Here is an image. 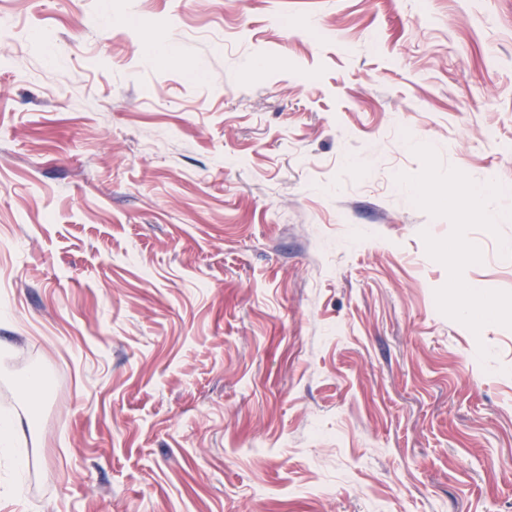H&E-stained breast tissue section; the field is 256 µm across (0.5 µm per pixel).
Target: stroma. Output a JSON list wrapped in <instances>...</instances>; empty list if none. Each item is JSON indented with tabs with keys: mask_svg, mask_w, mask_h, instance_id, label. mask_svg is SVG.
Returning <instances> with one entry per match:
<instances>
[{
	"mask_svg": "<svg viewBox=\"0 0 512 512\" xmlns=\"http://www.w3.org/2000/svg\"><path fill=\"white\" fill-rule=\"evenodd\" d=\"M0 14V512H512V329L439 312L394 180L429 144L512 208V0ZM19 422L12 418L0 419V452L9 456L14 453L18 444L17 433Z\"/></svg>",
	"mask_w": 512,
	"mask_h": 512,
	"instance_id": "1",
	"label": "stroma"
}]
</instances>
